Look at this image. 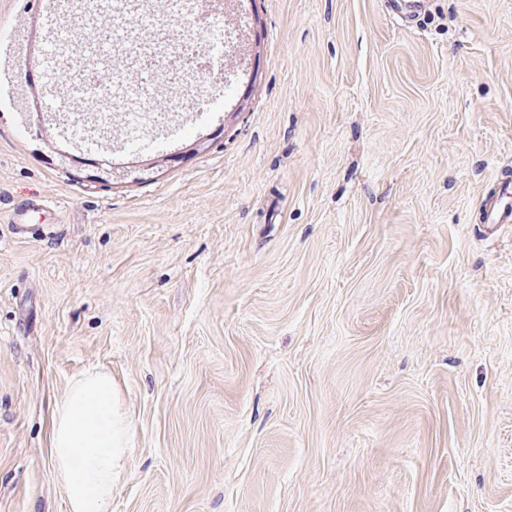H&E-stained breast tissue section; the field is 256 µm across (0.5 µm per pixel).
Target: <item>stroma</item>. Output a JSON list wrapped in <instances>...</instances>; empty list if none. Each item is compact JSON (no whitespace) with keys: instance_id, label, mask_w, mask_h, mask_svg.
Listing matches in <instances>:
<instances>
[{"instance_id":"35a3bbf8","label":"stroma","mask_w":512,"mask_h":512,"mask_svg":"<svg viewBox=\"0 0 512 512\" xmlns=\"http://www.w3.org/2000/svg\"><path fill=\"white\" fill-rule=\"evenodd\" d=\"M247 10L223 109L118 151L40 112L43 0H0V512H67L90 369L134 432L112 512H512V0ZM512 192H509V186L502 187L499 194L492 198L485 205V222L491 227L498 224H509L512 221V209L509 202ZM55 208L42 200H29L21 207L15 209L8 218V224L11 228V234H19L22 236L27 235L33 224L32 217L34 214L38 215L39 223L42 224H55L58 221L55 219ZM44 217L43 220L41 218Z\"/></svg>"}]
</instances>
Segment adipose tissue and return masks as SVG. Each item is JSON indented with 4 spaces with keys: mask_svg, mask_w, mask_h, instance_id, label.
<instances>
[{
    "mask_svg": "<svg viewBox=\"0 0 512 512\" xmlns=\"http://www.w3.org/2000/svg\"><path fill=\"white\" fill-rule=\"evenodd\" d=\"M132 427L111 374L90 370L51 409L49 456L68 512H110Z\"/></svg>",
    "mask_w": 512,
    "mask_h": 512,
    "instance_id": "obj_1",
    "label": "adipose tissue"
}]
</instances>
